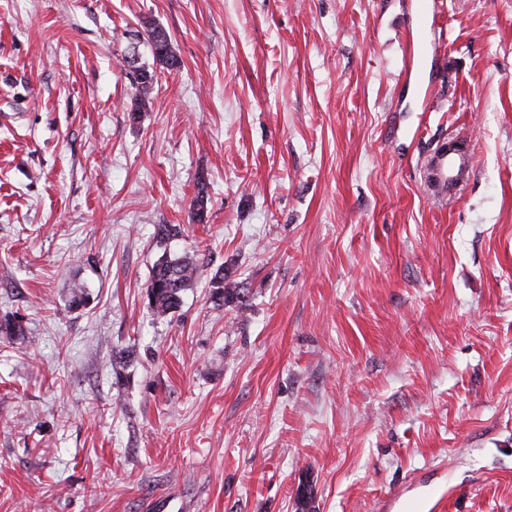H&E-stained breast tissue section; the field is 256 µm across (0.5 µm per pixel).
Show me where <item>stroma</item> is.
Masks as SVG:
<instances>
[{"instance_id": "obj_1", "label": "stroma", "mask_w": 512, "mask_h": 512, "mask_svg": "<svg viewBox=\"0 0 512 512\" xmlns=\"http://www.w3.org/2000/svg\"><path fill=\"white\" fill-rule=\"evenodd\" d=\"M7 317L0 512H512V0H0ZM145 32L147 33L146 41L150 47L154 64L163 69H171L178 65V58L172 49L171 38L167 31L159 26L148 24ZM153 47L158 51H155ZM159 50H164V54L160 53ZM132 56L129 57L131 70L138 69L139 73L132 78V87L135 89V106L136 108L133 112L140 111L141 108L146 106L151 100V94L155 88V84L157 82L156 70L150 71L146 66L137 64V56L135 50H133ZM461 170L470 175L473 170V156L468 153L448 152V143H442L423 161V179L431 194L442 201H448V186L456 189V194L464 190L466 184L459 178ZM197 272V264L186 256L166 253L158 260L147 286L149 308L156 318H166L177 311L183 292L193 285ZM229 268L221 267L211 278V287L213 301L218 306H236L242 303L244 297V288L235 278Z\"/></svg>"}]
</instances>
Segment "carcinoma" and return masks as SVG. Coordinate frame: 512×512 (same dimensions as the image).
Listing matches in <instances>:
<instances>
[{
  "label": "carcinoma",
  "mask_w": 512,
  "mask_h": 512,
  "mask_svg": "<svg viewBox=\"0 0 512 512\" xmlns=\"http://www.w3.org/2000/svg\"><path fill=\"white\" fill-rule=\"evenodd\" d=\"M147 44L153 48L154 64L171 69L178 65L171 38L167 31L156 25L146 26ZM157 82L156 71L138 66V74L132 79L135 89V106L141 109L151 100ZM197 264L188 257L163 255L153 267L147 286L149 308L157 318L171 316L180 307L182 294L190 288L197 276ZM212 298L218 306H234L242 302L244 289L232 278L228 268L221 267L211 278Z\"/></svg>",
  "instance_id": "cac0c4a2"
}]
</instances>
